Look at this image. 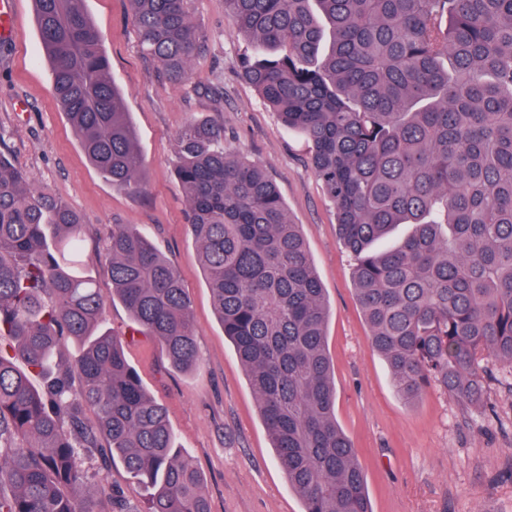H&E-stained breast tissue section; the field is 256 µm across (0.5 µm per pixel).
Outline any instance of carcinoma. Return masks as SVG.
<instances>
[{"mask_svg": "<svg viewBox=\"0 0 512 512\" xmlns=\"http://www.w3.org/2000/svg\"><path fill=\"white\" fill-rule=\"evenodd\" d=\"M53 94L91 164L139 192L142 160L84 0H34ZM140 47L173 84L202 50L188 0H131ZM256 56L244 78L304 137L356 257L354 285L394 390L474 405L484 363L512 372V0H224ZM176 174L224 335L304 512H372L336 419L323 288L299 225L224 130L191 119ZM82 219L0 153V512H129L82 454L118 456L147 512H209L77 262ZM112 298L181 370L199 361L191 302L137 224L106 246ZM76 352L65 356V343ZM44 379V389L32 384ZM94 410L88 425L83 410ZM94 483L96 498L74 491Z\"/></svg>", "mask_w": 512, "mask_h": 512, "instance_id": "obj_1", "label": "carcinoma"}]
</instances>
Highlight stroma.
Returning a JSON list of instances; mask_svg holds the SVG:
<instances>
[{
  "instance_id": "stroma-1",
  "label": "stroma",
  "mask_w": 512,
  "mask_h": 512,
  "mask_svg": "<svg viewBox=\"0 0 512 512\" xmlns=\"http://www.w3.org/2000/svg\"><path fill=\"white\" fill-rule=\"evenodd\" d=\"M189 6L206 43L189 80L175 87L143 54L130 0H85L103 38L109 76L131 116L143 191L113 187L81 149L52 92L33 0H14L15 36L0 40V149L37 189L81 216L80 270L102 295L112 291L104 253L116 224L142 225L179 274L200 356L192 371L174 369L160 343L137 332L122 302L109 298L105 327L121 338L145 389L165 405L184 455L202 478L210 512H303L304 504L275 462L186 224L189 205L175 163L177 135L192 118L222 126L225 151L266 169L300 227L330 311L336 418L357 450L373 512H512V371L488 362L486 394L477 407L434 385L411 405L397 397L388 366L371 346L354 291L355 261L339 239L306 143L284 130L244 78L253 49L233 35L224 0H190Z\"/></svg>"
}]
</instances>
